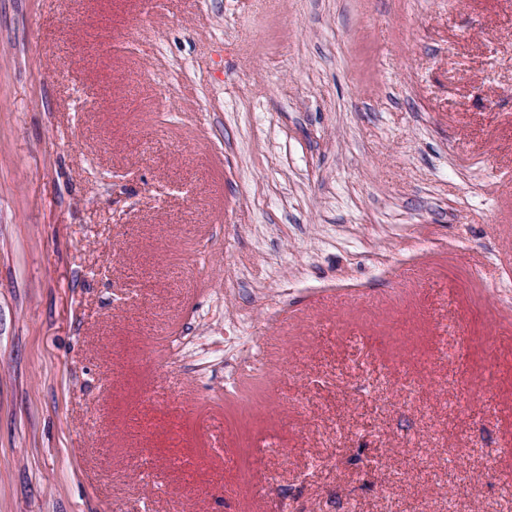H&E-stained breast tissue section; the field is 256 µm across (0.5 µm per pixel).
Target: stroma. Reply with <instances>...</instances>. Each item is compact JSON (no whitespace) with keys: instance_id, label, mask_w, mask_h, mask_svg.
<instances>
[{"instance_id":"1","label":"stroma","mask_w":512,"mask_h":512,"mask_svg":"<svg viewBox=\"0 0 512 512\" xmlns=\"http://www.w3.org/2000/svg\"><path fill=\"white\" fill-rule=\"evenodd\" d=\"M411 500L512 512V0H0V512Z\"/></svg>"}]
</instances>
